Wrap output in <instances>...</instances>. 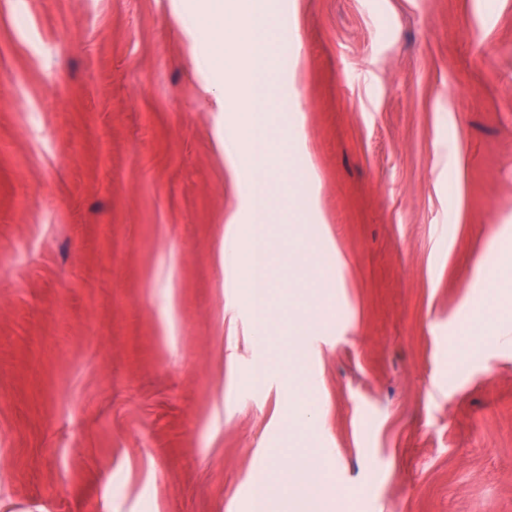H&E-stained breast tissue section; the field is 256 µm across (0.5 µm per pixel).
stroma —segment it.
<instances>
[{
  "mask_svg": "<svg viewBox=\"0 0 512 512\" xmlns=\"http://www.w3.org/2000/svg\"><path fill=\"white\" fill-rule=\"evenodd\" d=\"M188 0H0V512H246L294 438L327 512H512V0H275L335 296L289 436L221 250L244 187Z\"/></svg>",
  "mask_w": 512,
  "mask_h": 512,
  "instance_id": "stroma-1",
  "label": "stroma"
}]
</instances>
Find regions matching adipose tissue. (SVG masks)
I'll list each match as a JSON object with an SVG mask.
<instances>
[{
    "label": "adipose tissue",
    "instance_id": "adipose-tissue-1",
    "mask_svg": "<svg viewBox=\"0 0 512 512\" xmlns=\"http://www.w3.org/2000/svg\"><path fill=\"white\" fill-rule=\"evenodd\" d=\"M292 462L273 455L254 474L247 512H322L329 478L313 454L290 449Z\"/></svg>",
    "mask_w": 512,
    "mask_h": 512
}]
</instances>
